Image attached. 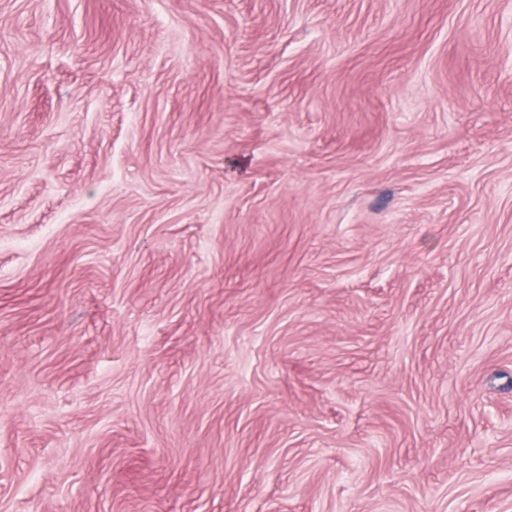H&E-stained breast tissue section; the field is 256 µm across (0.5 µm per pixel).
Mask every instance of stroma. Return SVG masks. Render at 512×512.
<instances>
[{
	"label": "stroma",
	"instance_id": "obj_1",
	"mask_svg": "<svg viewBox=\"0 0 512 512\" xmlns=\"http://www.w3.org/2000/svg\"><path fill=\"white\" fill-rule=\"evenodd\" d=\"M0 512H512V0H0Z\"/></svg>",
	"mask_w": 512,
	"mask_h": 512
}]
</instances>
